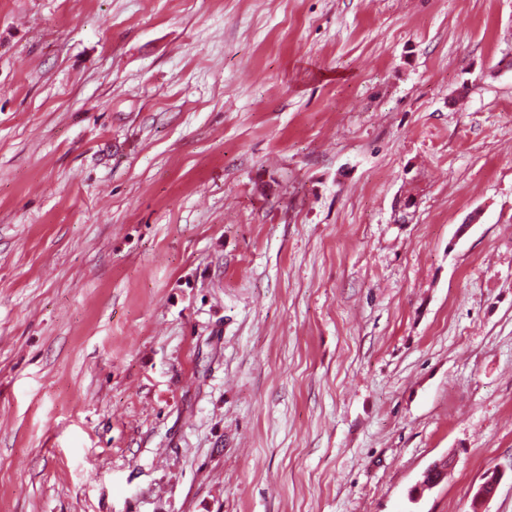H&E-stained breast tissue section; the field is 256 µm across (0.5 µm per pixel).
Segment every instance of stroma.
Returning <instances> with one entry per match:
<instances>
[{
	"label": "stroma",
	"mask_w": 512,
	"mask_h": 512,
	"mask_svg": "<svg viewBox=\"0 0 512 512\" xmlns=\"http://www.w3.org/2000/svg\"><path fill=\"white\" fill-rule=\"evenodd\" d=\"M494 468L512 512V0H0V512Z\"/></svg>",
	"instance_id": "35a3bbf8"
}]
</instances>
